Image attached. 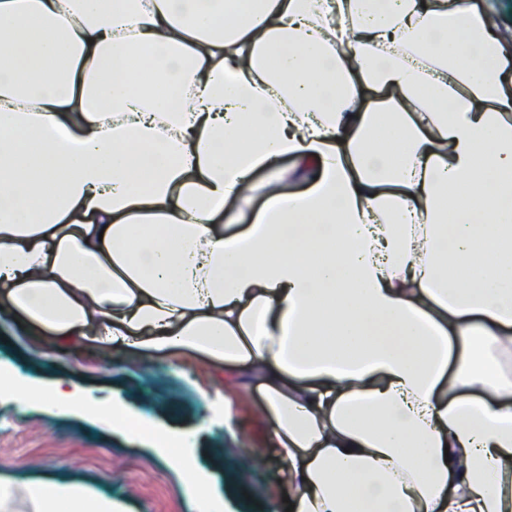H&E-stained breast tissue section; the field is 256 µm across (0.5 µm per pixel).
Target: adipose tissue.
I'll return each mask as SVG.
<instances>
[{"label": "adipose tissue", "instance_id": "ef3b65f1", "mask_svg": "<svg viewBox=\"0 0 512 512\" xmlns=\"http://www.w3.org/2000/svg\"><path fill=\"white\" fill-rule=\"evenodd\" d=\"M18 316L231 367L293 512H512V41L490 0H0ZM1 391L111 419L223 512L190 435L65 379ZM0 512L125 510L0 477Z\"/></svg>", "mask_w": 512, "mask_h": 512}]
</instances>
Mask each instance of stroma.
Instances as JSON below:
<instances>
[{
  "label": "stroma",
  "mask_w": 512,
  "mask_h": 512,
  "mask_svg": "<svg viewBox=\"0 0 512 512\" xmlns=\"http://www.w3.org/2000/svg\"><path fill=\"white\" fill-rule=\"evenodd\" d=\"M43 333L26 348L0 341V369L44 385L78 382L88 398L124 400L133 413L175 432L193 431L188 453L208 470L227 512H281L288 477L256 412L257 388L222 364L193 357L131 363L129 354L83 345L58 349ZM0 473L17 482L81 483L128 512H198L196 497L166 453L127 440L101 421L0 394Z\"/></svg>",
  "instance_id": "1"
}]
</instances>
